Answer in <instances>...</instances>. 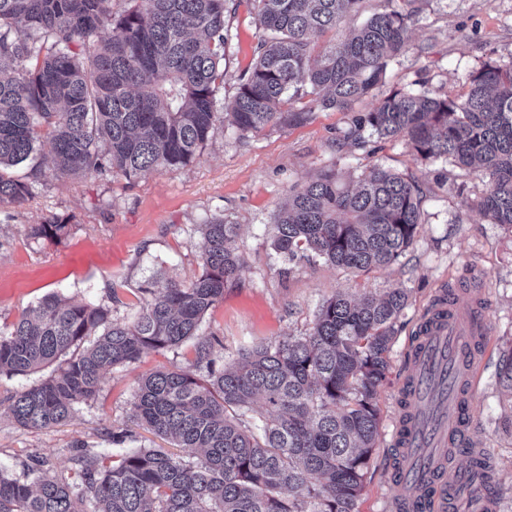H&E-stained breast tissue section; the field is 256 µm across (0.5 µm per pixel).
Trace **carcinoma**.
Wrapping results in <instances>:
<instances>
[{
    "instance_id": "cac0c4a2",
    "label": "carcinoma",
    "mask_w": 512,
    "mask_h": 512,
    "mask_svg": "<svg viewBox=\"0 0 512 512\" xmlns=\"http://www.w3.org/2000/svg\"><path fill=\"white\" fill-rule=\"evenodd\" d=\"M0 0V205L21 204L27 183L7 170L37 152L55 171L110 168L127 179L195 160L218 122L245 135L301 123L311 96L326 110L352 112L354 140L368 129L403 138L417 159L450 160L485 184L476 208L512 229V64L486 63L454 98L427 92L378 95L389 63L406 48L408 14L377 13L322 54L315 37L359 12L363 0H254L261 36L227 113L217 109L228 43L225 18L236 0ZM112 35L99 37L105 29ZM421 224L417 182L375 166L355 187L327 169L296 188L275 220L274 250L293 263L319 258L353 272L389 266ZM57 218L30 227L59 237ZM238 225H203L201 274L189 283L151 281L131 321L111 309L52 294L0 329V374L57 364L45 382L7 398L25 429L67 421L93 399L105 372L189 339L194 365L138 380L133 417L183 451L143 446L114 455L81 451V483L37 461L28 484L0 470V512H358L377 447L378 397L407 290L338 294L304 336L241 353L214 369L215 337L198 336L204 314L239 276L230 247ZM499 383L512 393V351Z\"/></svg>"
}]
</instances>
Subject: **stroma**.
I'll use <instances>...</instances> for the list:
<instances>
[{"instance_id":"obj_1","label":"stroma","mask_w":512,"mask_h":512,"mask_svg":"<svg viewBox=\"0 0 512 512\" xmlns=\"http://www.w3.org/2000/svg\"><path fill=\"white\" fill-rule=\"evenodd\" d=\"M226 23L230 40L217 92L221 107L231 106L239 78L256 56L260 31L253 0H239ZM409 32L407 48L390 62L380 93L454 97L486 62H512V0H423ZM299 104L312 111L306 122L243 137L229 125H216L197 159L137 179L115 172L63 176L46 167L35 175L23 165L11 168L31 194L22 204L0 206V328L51 294L107 304L112 319H129L147 300L140 291L147 281L187 283L200 274L201 226L215 217L238 225L234 246L244 260L238 279L200 324V335L222 342L215 350L216 368L242 350L305 335L320 304L337 293L407 289L408 305L380 390L378 447L358 504L359 512H386L397 493L390 480L391 433L409 375L407 343L439 295L454 293L463 305L474 286L482 302L485 347L469 400V437L484 449L496 484L512 487V393L496 377L501 350L512 347V230L473 208L485 186L451 161H420L400 138L373 135L362 147L347 141L353 114L367 112L369 101L351 113L313 107L307 97ZM376 165L417 180L423 191L420 230L404 257L386 268L352 272L320 260L290 264L275 252L271 226L293 186L329 167L355 176ZM51 216L66 223V232L52 240L32 239L30 226ZM112 289L119 297L115 304L108 299ZM193 362L188 341L114 367L92 400L48 429L21 428L0 413V470L26 481L33 459L41 457L52 472L70 477L76 443L107 448L110 432L125 429L134 438L124 451L160 446L159 438L131 418L136 380L173 367L188 371Z\"/></svg>"}]
</instances>
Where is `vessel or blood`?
I'll use <instances>...</instances> for the list:
<instances>
[{"instance_id":"obj_1","label":"vessel or blood","mask_w":512,"mask_h":512,"mask_svg":"<svg viewBox=\"0 0 512 512\" xmlns=\"http://www.w3.org/2000/svg\"><path fill=\"white\" fill-rule=\"evenodd\" d=\"M484 332L482 315L447 303L428 315L413 343L411 418L397 420L392 432L401 450L394 481L406 512H445L457 494L448 448L465 437L466 391L481 367L474 339Z\"/></svg>"}]
</instances>
